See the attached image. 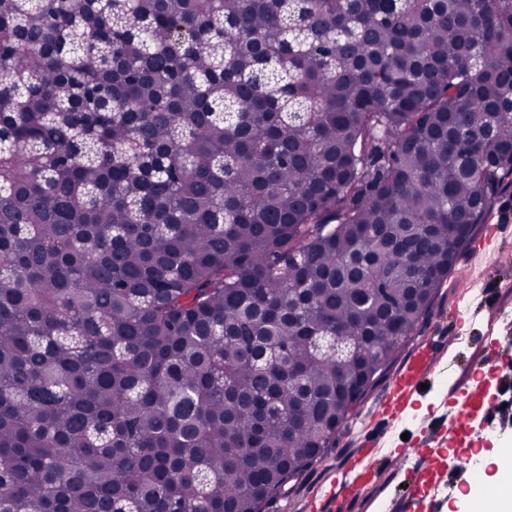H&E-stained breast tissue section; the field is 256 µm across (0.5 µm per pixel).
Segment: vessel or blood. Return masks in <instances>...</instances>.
Here are the masks:
<instances>
[{"label":"vessel or blood","mask_w":512,"mask_h":512,"mask_svg":"<svg viewBox=\"0 0 512 512\" xmlns=\"http://www.w3.org/2000/svg\"><path fill=\"white\" fill-rule=\"evenodd\" d=\"M444 355L445 347L441 344L417 347L393 379L386 399L377 408L378 414L392 419L400 417L412 395ZM466 399L481 409L482 430H494L499 412L494 404L485 403L483 389L473 388L467 392ZM376 453L372 439H365L363 448L344 467L340 479L332 480L329 490L317 492L312 497L309 512H365L367 503L364 493L380 480L379 472L371 463Z\"/></svg>","instance_id":"b4317fda"}]
</instances>
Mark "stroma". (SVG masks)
I'll use <instances>...</instances> for the list:
<instances>
[{
	"instance_id": "stroma-1",
	"label": "stroma",
	"mask_w": 512,
	"mask_h": 512,
	"mask_svg": "<svg viewBox=\"0 0 512 512\" xmlns=\"http://www.w3.org/2000/svg\"><path fill=\"white\" fill-rule=\"evenodd\" d=\"M512 254V174L503 175L499 191L477 225L471 242L459 251L448 280L435 296L427 314L418 325L416 340L455 337L440 367L432 372L420 388L409 412L396 420H365V413L382 398L388 380H381L358 405L347 426L339 434L334 448L309 467L295 482L289 483L279 496L263 507L262 512H304L303 507L316 488L331 472L342 468L355 453L360 429L378 437L382 448H431L437 434L447 424H454L463 440L459 453L471 448L498 450L512 457V419L490 439L473 440L472 419L447 421L443 406L447 402L463 403L465 394L475 381H482L488 399L505 401L512 392L502 388L500 378L512 372V265H500L502 254ZM496 270V286H488L484 276ZM499 337L501 362L498 370H490L484 362L490 337ZM382 482L371 491L374 501L368 512H395L403 496L411 494L419 501V512L429 510V486L416 474L404 470L390 457L379 462Z\"/></svg>"
}]
</instances>
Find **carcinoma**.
<instances>
[{
  "mask_svg": "<svg viewBox=\"0 0 512 512\" xmlns=\"http://www.w3.org/2000/svg\"><path fill=\"white\" fill-rule=\"evenodd\" d=\"M509 172L512 0H0V512H262Z\"/></svg>",
  "mask_w": 512,
  "mask_h": 512,
  "instance_id": "obj_1",
  "label": "carcinoma"
}]
</instances>
